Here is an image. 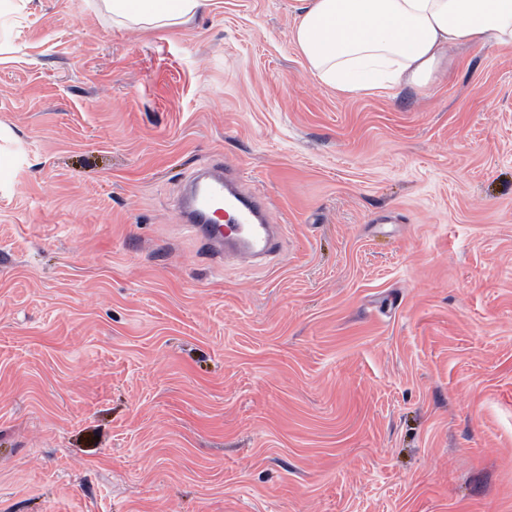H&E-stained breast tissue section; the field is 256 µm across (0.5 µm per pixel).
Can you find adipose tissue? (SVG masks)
I'll use <instances>...</instances> for the list:
<instances>
[{"instance_id": "obj_1", "label": "adipose tissue", "mask_w": 512, "mask_h": 512, "mask_svg": "<svg viewBox=\"0 0 512 512\" xmlns=\"http://www.w3.org/2000/svg\"><path fill=\"white\" fill-rule=\"evenodd\" d=\"M147 31L190 23L209 0H107ZM290 36L310 73L351 96L420 82L449 51L512 45V0H301Z\"/></svg>"}]
</instances>
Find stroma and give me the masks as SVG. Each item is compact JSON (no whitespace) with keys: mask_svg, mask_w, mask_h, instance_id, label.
<instances>
[{"mask_svg":"<svg viewBox=\"0 0 512 512\" xmlns=\"http://www.w3.org/2000/svg\"><path fill=\"white\" fill-rule=\"evenodd\" d=\"M299 5L0 12V512H512V47L353 97ZM202 166L281 256L201 251ZM112 20L132 31L164 29L190 23L209 6V0H106Z\"/></svg>","mask_w":512,"mask_h":512,"instance_id":"stroma-1","label":"stroma"}]
</instances>
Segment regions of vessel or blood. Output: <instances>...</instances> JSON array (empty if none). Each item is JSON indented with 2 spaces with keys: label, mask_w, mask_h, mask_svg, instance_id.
I'll return each mask as SVG.
<instances>
[{
  "label": "vessel or blood",
  "mask_w": 512,
  "mask_h": 512,
  "mask_svg": "<svg viewBox=\"0 0 512 512\" xmlns=\"http://www.w3.org/2000/svg\"><path fill=\"white\" fill-rule=\"evenodd\" d=\"M177 207L189 233L212 256L229 247L235 257L254 263L280 249L281 227L273 222V202L240 191L222 172L203 170L193 175ZM221 210L234 224L231 232H223L217 220Z\"/></svg>",
  "instance_id": "vessel-or-blood-1"
}]
</instances>
